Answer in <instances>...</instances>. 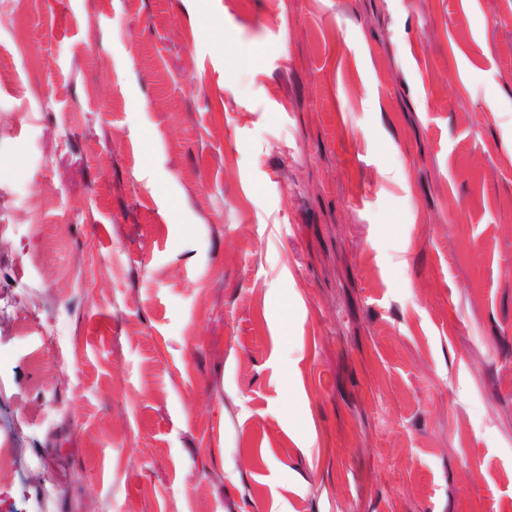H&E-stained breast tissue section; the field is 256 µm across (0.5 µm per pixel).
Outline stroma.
<instances>
[{"mask_svg": "<svg viewBox=\"0 0 512 512\" xmlns=\"http://www.w3.org/2000/svg\"><path fill=\"white\" fill-rule=\"evenodd\" d=\"M2 305L22 512H512V0H20Z\"/></svg>", "mask_w": 512, "mask_h": 512, "instance_id": "obj_1", "label": "stroma"}]
</instances>
